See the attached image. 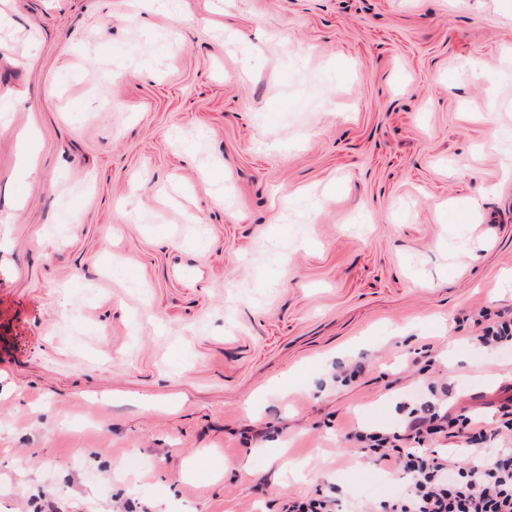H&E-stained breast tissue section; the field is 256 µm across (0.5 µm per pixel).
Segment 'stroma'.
<instances>
[{
  "instance_id": "1",
  "label": "stroma",
  "mask_w": 512,
  "mask_h": 512,
  "mask_svg": "<svg viewBox=\"0 0 512 512\" xmlns=\"http://www.w3.org/2000/svg\"><path fill=\"white\" fill-rule=\"evenodd\" d=\"M508 134L512 0H0V512H350L427 384L493 428ZM473 322L479 326L485 323L477 337L484 347L497 348L509 343L512 346V313L504 316L500 312L492 314L488 310H480ZM338 499L320 490L288 498L280 512H338Z\"/></svg>"
}]
</instances>
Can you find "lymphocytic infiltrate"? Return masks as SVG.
I'll use <instances>...</instances> for the list:
<instances>
[{"label": "lymphocytic infiltrate", "mask_w": 512, "mask_h": 512, "mask_svg": "<svg viewBox=\"0 0 512 512\" xmlns=\"http://www.w3.org/2000/svg\"><path fill=\"white\" fill-rule=\"evenodd\" d=\"M429 391L431 400L410 408L397 430L354 432L362 458L402 478L395 496L365 502L359 512H512V448L489 447L512 437V397L500 405L497 427L486 431L450 411L448 387ZM451 438L468 444V463L433 449L434 441Z\"/></svg>", "instance_id": "lymphocytic-infiltrate-1"}]
</instances>
